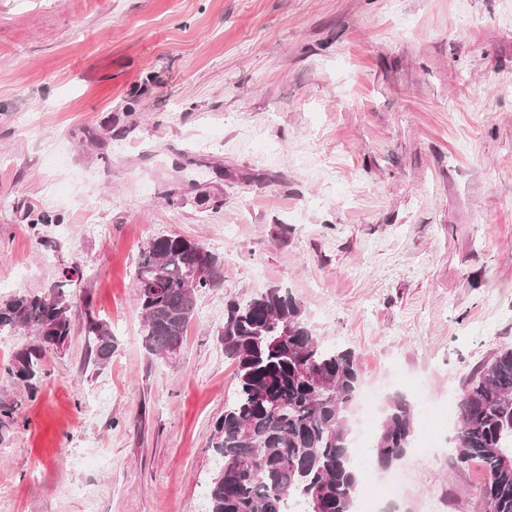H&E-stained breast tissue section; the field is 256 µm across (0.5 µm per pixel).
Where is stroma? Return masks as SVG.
Wrapping results in <instances>:
<instances>
[{"label": "stroma", "instance_id": "1", "mask_svg": "<svg viewBox=\"0 0 512 512\" xmlns=\"http://www.w3.org/2000/svg\"><path fill=\"white\" fill-rule=\"evenodd\" d=\"M161 235L224 263L167 361L134 276ZM67 279L37 391L5 373L34 334L0 338L8 512H205L224 308L269 287L435 434L409 512H483L443 425L512 347V0H0V296ZM85 335L92 340L91 354L94 355V362L99 366L106 365L112 358L114 348L112 328L107 321L94 318L88 314L84 324Z\"/></svg>", "mask_w": 512, "mask_h": 512}]
</instances>
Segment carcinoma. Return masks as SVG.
I'll list each match as a JSON object with an SVG mask.
<instances>
[{"mask_svg": "<svg viewBox=\"0 0 512 512\" xmlns=\"http://www.w3.org/2000/svg\"><path fill=\"white\" fill-rule=\"evenodd\" d=\"M143 313V344L162 360L186 336L196 296L222 281L217 258L191 238L163 235L141 252L135 269ZM74 302L58 284L46 294L0 302V336L31 331L6 373L28 387L42 374L44 351L61 348L74 330ZM85 335L99 366L112 358V328L87 316ZM218 339L234 361L236 392L215 423L209 444L217 468L207 512H356L364 467L389 470L407 456L415 413L406 395L389 398L380 432L366 456L354 457L352 406L363 375L354 351L316 336L302 304L287 290L267 288L230 303ZM456 462L481 463L484 512H512V347L497 352L468 378L458 403Z\"/></svg>", "mask_w": 512, "mask_h": 512, "instance_id": "obj_1", "label": "carcinoma"}]
</instances>
